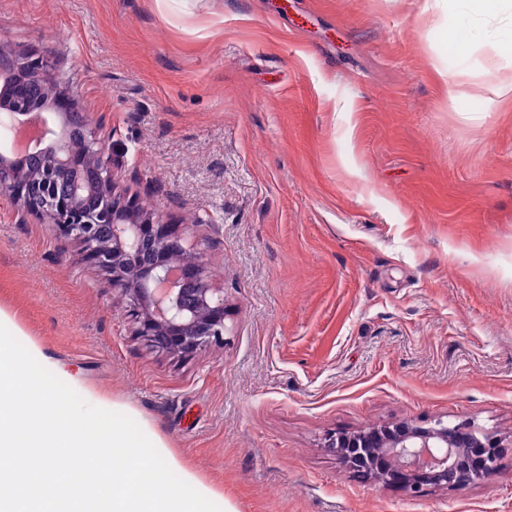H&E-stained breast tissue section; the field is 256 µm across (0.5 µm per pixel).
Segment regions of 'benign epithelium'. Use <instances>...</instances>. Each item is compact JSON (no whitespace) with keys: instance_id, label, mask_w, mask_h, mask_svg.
<instances>
[{"instance_id":"7a95c632","label":"benign epithelium","mask_w":512,"mask_h":512,"mask_svg":"<svg viewBox=\"0 0 512 512\" xmlns=\"http://www.w3.org/2000/svg\"><path fill=\"white\" fill-rule=\"evenodd\" d=\"M50 68L42 56L0 46V72L6 69L43 85L47 101L68 107L56 113L60 131L45 128V193L31 189L33 175L8 151L0 154V194L8 198L20 223L35 216L53 225L59 236L80 244V261L108 275L112 288L129 301L134 334L151 348L191 355L223 340L224 295L209 282L204 252L186 244L180 225L161 220L129 192L108 139L86 123L75 98L60 90ZM45 107L46 101L34 102L19 92L0 114V124L41 120ZM76 135L83 145L80 154L71 149ZM65 181L71 183L66 197L50 193L52 183ZM86 183L97 191L95 208L82 204ZM327 447L376 481L419 493L428 486L454 487L493 477L501 449L511 448L512 440L506 443L469 423L404 420L334 435Z\"/></svg>"}]
</instances>
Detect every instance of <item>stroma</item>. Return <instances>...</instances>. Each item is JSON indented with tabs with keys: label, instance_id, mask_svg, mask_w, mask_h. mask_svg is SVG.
I'll return each instance as SVG.
<instances>
[{
	"label": "stroma",
	"instance_id": "35a3bbf8",
	"mask_svg": "<svg viewBox=\"0 0 512 512\" xmlns=\"http://www.w3.org/2000/svg\"><path fill=\"white\" fill-rule=\"evenodd\" d=\"M510 29L452 0H0V41L49 59L206 252L227 330L150 349L79 244L3 199L0 308L237 512H512V447L416 496L326 446L402 420L512 437Z\"/></svg>",
	"mask_w": 512,
	"mask_h": 512
}]
</instances>
